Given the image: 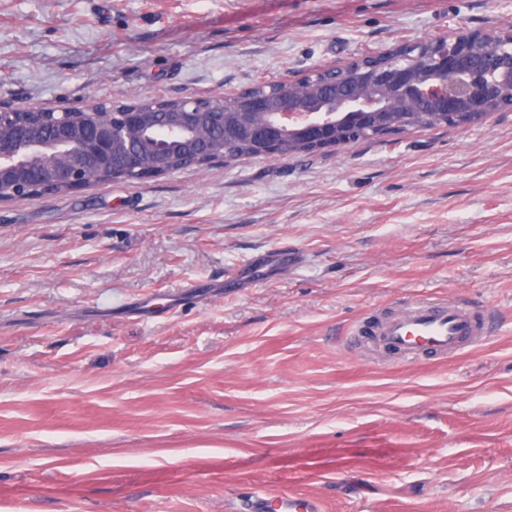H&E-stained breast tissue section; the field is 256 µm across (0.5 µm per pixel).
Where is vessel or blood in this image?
Segmentation results:
<instances>
[{
    "mask_svg": "<svg viewBox=\"0 0 512 512\" xmlns=\"http://www.w3.org/2000/svg\"><path fill=\"white\" fill-rule=\"evenodd\" d=\"M364 332L382 352L416 363L429 356H457L486 336L483 317L472 307L431 298L409 301L403 312L369 323ZM251 512H323L320 501L305 495L259 492Z\"/></svg>",
    "mask_w": 512,
    "mask_h": 512,
    "instance_id": "1",
    "label": "vessel or blood"
}]
</instances>
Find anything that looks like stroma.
Returning <instances> with one entry per match:
<instances>
[{"label":"stroma","instance_id":"1","mask_svg":"<svg viewBox=\"0 0 512 512\" xmlns=\"http://www.w3.org/2000/svg\"><path fill=\"white\" fill-rule=\"evenodd\" d=\"M509 26L512 0H0V99L224 98ZM423 297L492 335L415 364L352 336ZM259 491L512 512V111L0 202V512H246Z\"/></svg>","mask_w":512,"mask_h":512}]
</instances>
